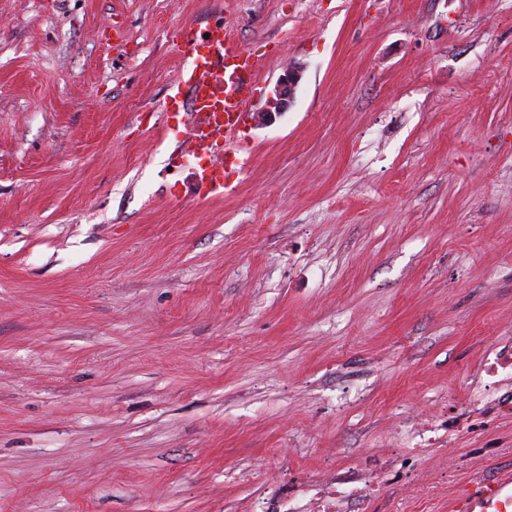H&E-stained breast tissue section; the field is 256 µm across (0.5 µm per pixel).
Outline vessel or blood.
Returning a JSON list of instances; mask_svg holds the SVG:
<instances>
[{"mask_svg":"<svg viewBox=\"0 0 512 512\" xmlns=\"http://www.w3.org/2000/svg\"><path fill=\"white\" fill-rule=\"evenodd\" d=\"M180 57L182 71L166 96L165 110L185 130L171 158L180 165L187 157H199L193 179L200 188L221 195L230 187L225 158L248 149L242 132L258 97L259 63L232 44L220 23L209 25L206 35L192 36Z\"/></svg>","mask_w":512,"mask_h":512,"instance_id":"1","label":"vessel or blood"}]
</instances>
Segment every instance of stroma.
<instances>
[{"label": "stroma", "mask_w": 512, "mask_h": 512, "mask_svg": "<svg viewBox=\"0 0 512 512\" xmlns=\"http://www.w3.org/2000/svg\"><path fill=\"white\" fill-rule=\"evenodd\" d=\"M218 18L301 79L205 197L161 106ZM507 350L512 0H0V512H454ZM512 371V357L508 354L495 355L492 361H490L486 368V376L492 380L484 384L483 388L478 390L472 388L471 391H467L465 398L458 401V403H477L484 402L490 404L502 413L510 414L512 412L511 403H503L497 397V384L508 379ZM505 372V374H504ZM502 377V378H501ZM333 482L319 497L314 499L312 507L317 512H347L349 504L355 502L361 510H366L373 497L375 485L374 480L367 481L353 474L340 473L336 471ZM336 485V486H335Z\"/></svg>", "instance_id": "35a3bbf8"}]
</instances>
